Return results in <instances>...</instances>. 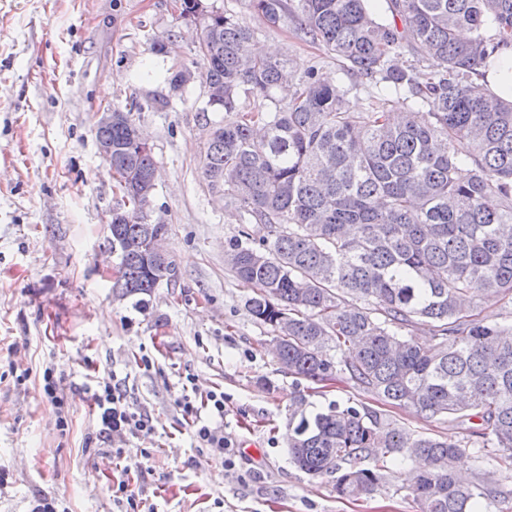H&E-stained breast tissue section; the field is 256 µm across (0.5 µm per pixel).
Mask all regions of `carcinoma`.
<instances>
[{"mask_svg":"<svg viewBox=\"0 0 512 512\" xmlns=\"http://www.w3.org/2000/svg\"><path fill=\"white\" fill-rule=\"evenodd\" d=\"M245 2L271 27L296 23L355 78L340 85L315 67L297 78L286 61L246 51L252 30L233 14L182 0V16L203 24L194 52L208 103L226 113L201 173L267 231L259 247L235 242L228 255L256 290L251 314L287 337L275 356L295 377L325 383L342 373L429 420L480 421L455 446L375 408L336 406L288 433L291 462L336 475L338 497L358 500L384 471L414 460L408 491L419 512H474L511 498L481 464L512 469V311L489 324L476 310L512 304V101L481 82L494 45L512 42V0H389L390 22L374 17L370 0ZM418 52L424 72L404 61ZM286 87L283 105L275 93ZM360 88L366 112L350 107ZM242 90L274 108L240 110ZM393 95L407 104L397 124L386 115ZM133 132L123 119L95 130L96 141L112 142V174L131 204L112 216L122 297L159 286L163 274H149L145 255L167 233L146 222L156 163L133 147ZM420 323L431 331L421 341ZM469 448L480 468L465 476L455 462Z\"/></svg>","mask_w":512,"mask_h":512,"instance_id":"obj_1","label":"carcinoma"}]
</instances>
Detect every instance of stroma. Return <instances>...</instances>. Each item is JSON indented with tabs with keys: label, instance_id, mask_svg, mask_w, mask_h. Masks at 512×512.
Returning <instances> with one entry per match:
<instances>
[{
	"label": "stroma",
	"instance_id": "1",
	"mask_svg": "<svg viewBox=\"0 0 512 512\" xmlns=\"http://www.w3.org/2000/svg\"><path fill=\"white\" fill-rule=\"evenodd\" d=\"M180 0H0V512H117L114 482L155 512H419L411 463L356 501L331 475L290 460L286 435L331 404L375 405L339 377L321 386L289 375L270 326L248 307L251 287L226 261L232 243L258 246L266 231L209 191L200 166L208 125L203 80L172 94L167 78L201 64L198 23ZM254 32L296 73L338 75L335 60L292 23L269 27L244 0H204ZM168 44L156 53L155 41ZM170 97L165 111L152 99ZM132 108L159 170L145 211L164 220L175 278L148 295L119 297L112 283L109 213L126 200L98 153L97 113ZM63 380L64 409L43 396V374ZM116 375L150 435L103 439L90 403L97 379ZM224 396L223 416L205 402ZM190 396L203 423L223 425L235 468L202 452L177 401ZM416 435L460 443L464 426L383 406ZM122 456H115V449Z\"/></svg>",
	"mask_w": 512,
	"mask_h": 512
}]
</instances>
